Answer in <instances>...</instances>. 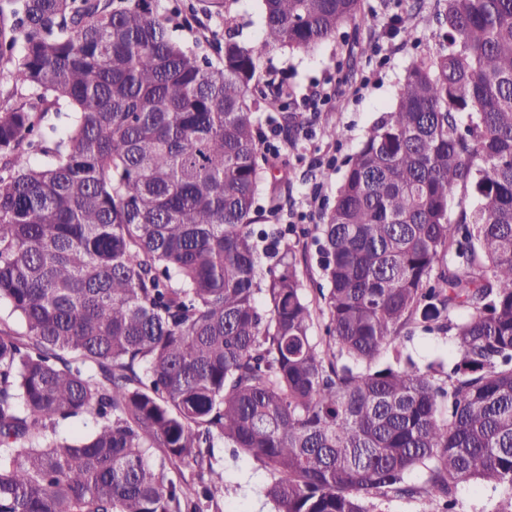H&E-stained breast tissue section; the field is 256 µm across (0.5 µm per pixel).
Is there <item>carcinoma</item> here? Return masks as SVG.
<instances>
[{"mask_svg": "<svg viewBox=\"0 0 512 512\" xmlns=\"http://www.w3.org/2000/svg\"><path fill=\"white\" fill-rule=\"evenodd\" d=\"M262 5V37L213 30L212 60L181 35L193 6L0 0V301L24 326L0 330V512H202L220 442L269 472L275 512L421 493L455 512L462 484L512 489V0H443L439 50L316 225L315 300L298 241L254 230L267 173L288 180L262 126L287 142L292 119L256 73L376 19L360 0ZM460 188L472 215L448 210ZM411 328L452 337L449 370L404 353ZM85 415L91 433L58 435Z\"/></svg>", "mask_w": 512, "mask_h": 512, "instance_id": "carcinoma-1", "label": "carcinoma"}]
</instances>
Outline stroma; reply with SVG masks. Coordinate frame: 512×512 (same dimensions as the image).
<instances>
[{"label": "stroma", "mask_w": 512, "mask_h": 512, "mask_svg": "<svg viewBox=\"0 0 512 512\" xmlns=\"http://www.w3.org/2000/svg\"><path fill=\"white\" fill-rule=\"evenodd\" d=\"M437 0H361L365 14L377 17L375 26L352 22L339 28L315 53L277 49L262 62L257 79L267 94L283 89L292 98L289 111L297 112L303 124L295 148L288 151V180L266 178L258 203L268 210L272 224H288L298 212H307L315 224L323 223L333 206L343 180L348 157L359 147L377 118L393 108L408 68L414 59L435 52ZM227 20L220 29L242 44L255 42L262 32L261 0H226ZM411 38H404L401 27ZM386 65H379L380 55ZM332 87L336 106L330 112H298L296 98L313 85ZM361 96H354V89ZM335 127L336 139L324 135ZM340 141L336 166L318 159L332 141ZM320 186L321 200L312 203L313 186ZM224 469V489L213 501L203 503L204 512H273L264 495L270 481L267 470L246 454L232 455L230 449L214 450ZM457 512H502L512 500V489H493L478 484L459 486Z\"/></svg>", "instance_id": "obj_1"}]
</instances>
